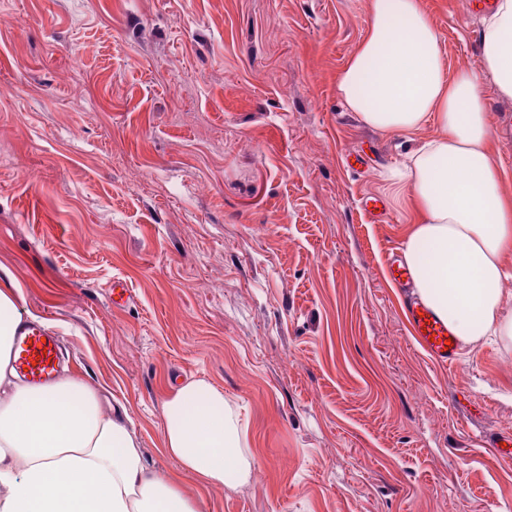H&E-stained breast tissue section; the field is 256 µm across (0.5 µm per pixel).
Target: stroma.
<instances>
[{
  "instance_id": "1",
  "label": "stroma",
  "mask_w": 512,
  "mask_h": 512,
  "mask_svg": "<svg viewBox=\"0 0 512 512\" xmlns=\"http://www.w3.org/2000/svg\"><path fill=\"white\" fill-rule=\"evenodd\" d=\"M468 2L422 0L452 71L479 63ZM371 4L0 0V289L157 472L170 384L223 390L256 466L185 479L205 512H512L485 444L512 433V347L438 365L388 273L389 174L439 128L373 130L336 89Z\"/></svg>"
}]
</instances>
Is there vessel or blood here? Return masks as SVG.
<instances>
[{
  "mask_svg": "<svg viewBox=\"0 0 512 512\" xmlns=\"http://www.w3.org/2000/svg\"><path fill=\"white\" fill-rule=\"evenodd\" d=\"M405 310L418 345L438 363L453 365L458 346L447 321L417 299L408 301ZM13 353L17 372L34 385L52 381L62 368L58 337L35 323L26 322L19 327Z\"/></svg>",
  "mask_w": 512,
  "mask_h": 512,
  "instance_id": "obj_1",
  "label": "vessel or blood"
}]
</instances>
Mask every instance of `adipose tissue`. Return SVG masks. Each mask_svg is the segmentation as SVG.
<instances>
[{"label": "adipose tissue", "mask_w": 512, "mask_h": 512, "mask_svg": "<svg viewBox=\"0 0 512 512\" xmlns=\"http://www.w3.org/2000/svg\"><path fill=\"white\" fill-rule=\"evenodd\" d=\"M481 62L447 73L438 32L421 0H372L365 37L336 74L350 111L373 129L439 136L407 158L393 184L409 213L404 258L419 297L453 327L462 347L494 336L512 344L503 314L512 270V194L489 123L486 93L512 99V0L483 21ZM21 321L17 290L0 289V512H203L183 477L205 487L246 484L255 460L238 413L199 379L170 388L163 446L179 470L144 463L128 411L61 374L34 386L12 366Z\"/></svg>", "instance_id": "ef3b65f1"}]
</instances>
